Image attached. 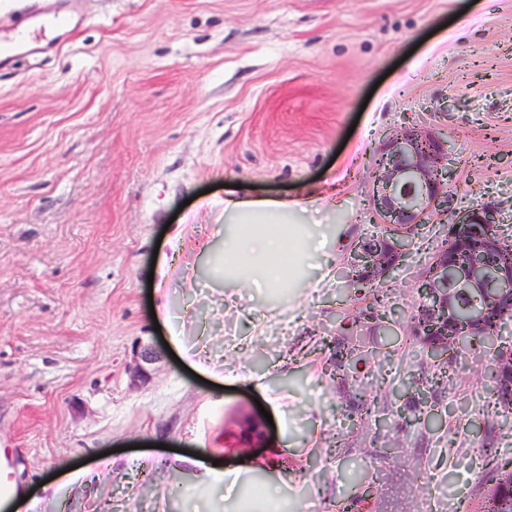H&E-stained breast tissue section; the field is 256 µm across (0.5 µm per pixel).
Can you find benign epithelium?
I'll return each mask as SVG.
<instances>
[{
  "mask_svg": "<svg viewBox=\"0 0 512 512\" xmlns=\"http://www.w3.org/2000/svg\"><path fill=\"white\" fill-rule=\"evenodd\" d=\"M373 157L368 203L374 223L392 232L381 245L373 244L371 237L355 244L347 260L348 269L357 275L348 279L351 288L357 287L360 278L374 284L399 268L412 245L407 229L428 223L430 216L447 212L453 204L449 185L455 172L454 159L447 142L436 132L405 127L385 138ZM501 223L497 207L483 204L459 211L454 222L444 225L445 244L433 258L436 278L428 284L418 283L423 305L416 323H435L450 336L485 335L479 317L460 330L453 314L456 288L467 290L475 300L490 291L492 301L503 311L512 310V265L490 266L463 244L469 225ZM153 361L150 348L140 351L133 375L148 378V365Z\"/></svg>",
  "mask_w": 512,
  "mask_h": 512,
  "instance_id": "benign-epithelium-1",
  "label": "benign epithelium"
}]
</instances>
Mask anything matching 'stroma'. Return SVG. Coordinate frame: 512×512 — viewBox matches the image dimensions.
Wrapping results in <instances>:
<instances>
[{"label":"stroma","mask_w":512,"mask_h":512,"mask_svg":"<svg viewBox=\"0 0 512 512\" xmlns=\"http://www.w3.org/2000/svg\"><path fill=\"white\" fill-rule=\"evenodd\" d=\"M0 0V482L40 512H438L479 482L470 461L512 456V410L494 364L463 353L457 381L405 320L422 265L455 212L433 215L384 285L394 312L348 319L347 255L372 234L375 148L396 128L440 133L457 209L488 202L512 235V0ZM455 99L452 118L440 109ZM249 197L335 190L309 221L325 245L287 293L241 288L216 268L224 185ZM191 222L208 252L179 248ZM169 264L170 319L148 275ZM361 359L336 379L329 343ZM158 358L133 379L143 347ZM224 363L205 383L199 348ZM268 411L258 447L244 421ZM198 464L171 466L175 450ZM119 465L103 474L104 455ZM99 474L92 492L67 467ZM241 468L214 487L203 467Z\"/></svg>","instance_id":"1"}]
</instances>
